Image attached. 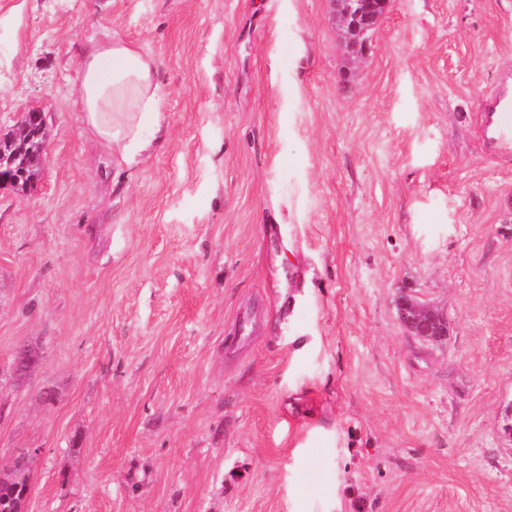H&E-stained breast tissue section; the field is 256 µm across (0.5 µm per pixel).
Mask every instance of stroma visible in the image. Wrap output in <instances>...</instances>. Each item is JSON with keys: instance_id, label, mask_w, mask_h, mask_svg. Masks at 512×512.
Segmentation results:
<instances>
[{"instance_id": "1", "label": "stroma", "mask_w": 512, "mask_h": 512, "mask_svg": "<svg viewBox=\"0 0 512 512\" xmlns=\"http://www.w3.org/2000/svg\"><path fill=\"white\" fill-rule=\"evenodd\" d=\"M104 28L163 95L129 163L76 105ZM506 74L512 0H393L355 66L328 0H0V137L47 123L0 184L28 512H512V158L479 108ZM33 114L38 116L45 124V113L42 110L30 112L25 116L22 125L24 127L28 122L27 136L30 139L29 142L26 143V158L18 153H10L19 146V143L15 140L5 138L0 141V150L3 149L6 152L5 153L3 150L0 152V169L12 173L8 181H11L10 179H12L13 176H15L13 180L18 181L20 177L24 176V169L26 168L27 175L25 178H22L20 182L26 184L34 179L40 170L39 164L43 153L45 132L40 134L41 122L33 118L28 120ZM416 294L402 291L397 299L399 317L412 336L424 341H436L446 335V328H441L430 316V305L418 300Z\"/></svg>"}]
</instances>
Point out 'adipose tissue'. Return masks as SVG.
I'll return each mask as SVG.
<instances>
[{"instance_id": "ef3b65f1", "label": "adipose tissue", "mask_w": 512, "mask_h": 512, "mask_svg": "<svg viewBox=\"0 0 512 512\" xmlns=\"http://www.w3.org/2000/svg\"><path fill=\"white\" fill-rule=\"evenodd\" d=\"M78 73V108L96 139L125 161L149 148L162 113L152 59L105 29L86 37Z\"/></svg>"}]
</instances>
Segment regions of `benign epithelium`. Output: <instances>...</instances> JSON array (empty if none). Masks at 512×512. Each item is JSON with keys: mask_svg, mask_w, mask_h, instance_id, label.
I'll return each instance as SVG.
<instances>
[{"mask_svg": "<svg viewBox=\"0 0 512 512\" xmlns=\"http://www.w3.org/2000/svg\"><path fill=\"white\" fill-rule=\"evenodd\" d=\"M332 16L350 52L357 58L366 53V35L374 31L389 13L392 0H330ZM26 158L18 153L0 152V169L12 173L15 178L24 176ZM399 317L410 335L424 341H435L446 335V329L437 326L431 317L429 304L406 291L397 299ZM42 452L40 448H28L19 453L23 467L6 479L0 474V486H17L22 491L18 512H26L31 488V463Z\"/></svg>", "mask_w": 512, "mask_h": 512, "instance_id": "7a95c632", "label": "benign epithelium"}]
</instances>
